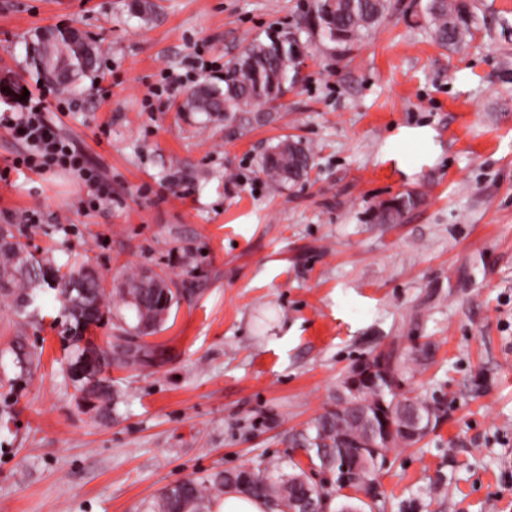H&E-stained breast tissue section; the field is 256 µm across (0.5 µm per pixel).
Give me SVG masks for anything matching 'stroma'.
Returning <instances> with one entry per match:
<instances>
[{"label":"stroma","instance_id":"obj_1","mask_svg":"<svg viewBox=\"0 0 512 512\" xmlns=\"http://www.w3.org/2000/svg\"><path fill=\"white\" fill-rule=\"evenodd\" d=\"M152 2L147 23L132 0H0V113L48 94L25 54L36 29L98 47L49 117L112 192L88 208L70 172L11 171L23 145L0 127V225L107 287L155 271L180 290L151 363L112 368L106 415L71 380L53 291L0 299V512H150L218 471L288 479L345 375L390 349L404 395L441 419L390 452L364 512H512V0H468L479 28L459 50L433 40L427 0H387L345 48L305 28L313 0ZM277 33L310 54L265 119L183 110L184 90L223 87L229 61ZM403 127L435 132L420 170L400 162L419 151L395 141ZM287 136L313 167L277 186L260 163ZM408 194L397 223L378 221Z\"/></svg>","mask_w":512,"mask_h":512}]
</instances>
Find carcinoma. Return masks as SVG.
Returning a JSON list of instances; mask_svg holds the SVG:
<instances>
[{"mask_svg":"<svg viewBox=\"0 0 512 512\" xmlns=\"http://www.w3.org/2000/svg\"><path fill=\"white\" fill-rule=\"evenodd\" d=\"M386 10V0H334L330 12L324 13L320 6L307 17L310 28L320 27L326 33L325 39L338 46L346 47L361 39L379 22ZM428 22L435 39L446 47H459L472 40L477 22L467 4L460 0H429L427 5ZM60 40L52 44L53 52L65 53L69 63L55 76V82L65 90L80 76L92 72L96 57L85 58L72 47L58 32ZM296 70V65L288 47H280L274 42L254 40L247 44L239 56L227 67L224 89L201 86L186 93L184 107L190 112L210 115L224 113V120L233 122L237 114L257 106V99L268 97L281 90L288 80V73ZM312 155L309 148L298 142L288 148V140L274 145L262 157L261 170L274 184L281 186L296 182L308 174ZM414 204L413 197L407 196L385 208L379 220L386 223L394 220L402 210ZM88 265L71 268L60 274V283L54 288L56 297L62 301L67 312L68 347L71 348L69 361L77 359L80 336L92 325H99L102 308L110 303L107 289L100 278L85 274ZM76 277L86 282L83 290H68L67 285ZM141 275H131L120 287L114 288L117 303L130 311L134 324L130 330L143 326L156 325L161 312L171 308L178 293L170 290L166 298L150 288H140ZM42 260L27 249L25 243L16 238L10 226L0 225V296L15 297V301L35 303L33 289H42ZM77 390L94 397L98 411L108 412L112 405V385L102 390H85L83 383H77ZM358 400L361 408L350 411L346 418L327 412L315 420L310 428L307 441L312 448L311 460L318 461V467L336 470V478H341L343 467L355 479L375 480L378 470L376 459L371 451L358 456L353 445L368 435L385 438L386 449L400 445L410 446L400 428L384 431V425L373 410V405L384 400L390 409L389 419L397 421L400 412L415 413L429 417L432 403L419 397L399 398L389 387L385 378H379L376 386L364 385L359 389ZM240 471H221L201 479H188L177 486L165 489L153 502L151 512H202L200 505L214 492L221 493L233 485H239ZM249 491L257 496L268 498L279 512H294L298 495L303 493V485L292 480H283L275 485L268 481L264 471L257 469L247 474Z\"/></svg>","mask_w":512,"mask_h":512,"instance_id":"1","label":"carcinoma"}]
</instances>
